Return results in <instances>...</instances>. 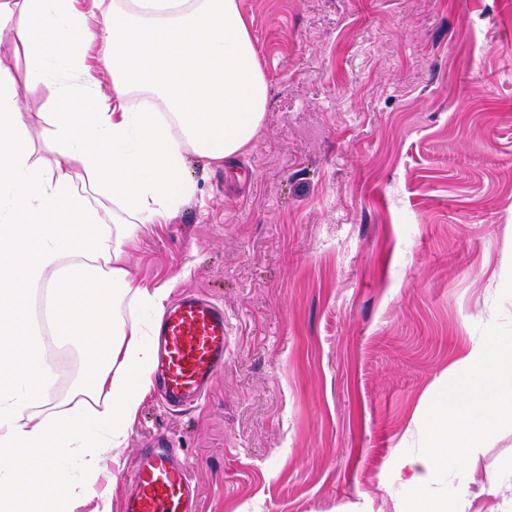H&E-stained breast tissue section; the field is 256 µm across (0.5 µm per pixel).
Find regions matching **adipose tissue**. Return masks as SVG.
Returning <instances> with one entry per match:
<instances>
[{"instance_id": "adipose-tissue-1", "label": "adipose tissue", "mask_w": 512, "mask_h": 512, "mask_svg": "<svg viewBox=\"0 0 512 512\" xmlns=\"http://www.w3.org/2000/svg\"><path fill=\"white\" fill-rule=\"evenodd\" d=\"M92 8L95 24L79 0H0V512H82L89 503L112 512L98 477L120 462L155 359L121 307L159 316L170 294L130 275L125 246L193 194L188 155L218 162L240 153L268 103L239 0ZM24 85L51 90L35 138L19 105ZM39 141L48 156H37ZM48 335L77 341V393L94 409L55 404ZM461 365L465 377L435 398L426 448L397 462L403 512H512V459L451 497L428 494L512 415V336L472 346ZM70 456L85 471L76 489L61 465Z\"/></svg>"}]
</instances>
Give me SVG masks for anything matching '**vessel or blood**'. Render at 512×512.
<instances>
[{"mask_svg": "<svg viewBox=\"0 0 512 512\" xmlns=\"http://www.w3.org/2000/svg\"><path fill=\"white\" fill-rule=\"evenodd\" d=\"M154 337L166 404L201 399L224 368L223 307L201 294H183L158 321ZM127 480L124 512H192L195 489L173 449H145Z\"/></svg>", "mask_w": 512, "mask_h": 512, "instance_id": "b4317fda", "label": "vessel or blood"}]
</instances>
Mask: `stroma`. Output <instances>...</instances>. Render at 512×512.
<instances>
[{"instance_id": "obj_1", "label": "stroma", "mask_w": 512, "mask_h": 512, "mask_svg": "<svg viewBox=\"0 0 512 512\" xmlns=\"http://www.w3.org/2000/svg\"><path fill=\"white\" fill-rule=\"evenodd\" d=\"M270 85L234 160L188 156L190 200L126 249L133 278L224 306L193 408L141 401L113 485L157 438L195 512H396L437 384L512 334V0H241ZM57 402L82 381L49 338ZM512 459V418L466 473Z\"/></svg>"}]
</instances>
